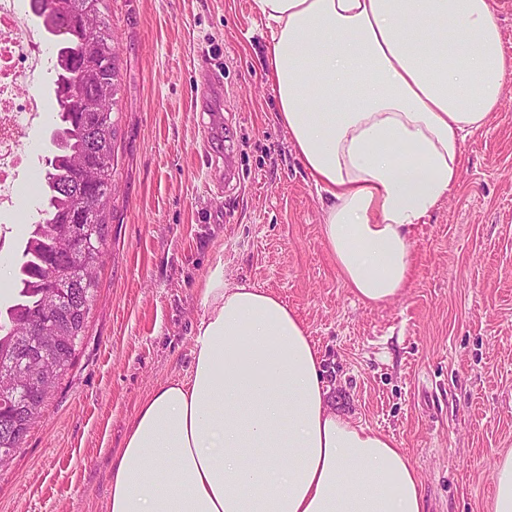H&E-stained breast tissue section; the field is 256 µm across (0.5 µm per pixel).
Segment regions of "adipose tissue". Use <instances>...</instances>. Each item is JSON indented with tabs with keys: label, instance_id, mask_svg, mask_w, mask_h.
<instances>
[{
	"label": "adipose tissue",
	"instance_id": "1",
	"mask_svg": "<svg viewBox=\"0 0 512 512\" xmlns=\"http://www.w3.org/2000/svg\"><path fill=\"white\" fill-rule=\"evenodd\" d=\"M278 118L320 198L343 283L407 288L414 230L455 188L462 144L499 111L495 0H254ZM317 98H310V88ZM187 379L131 420L105 512H425L392 438L336 410L308 327L273 293L210 271Z\"/></svg>",
	"mask_w": 512,
	"mask_h": 512
}]
</instances>
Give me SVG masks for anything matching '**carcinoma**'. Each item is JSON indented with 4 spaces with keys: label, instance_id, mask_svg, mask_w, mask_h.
Returning <instances> with one entry per match:
<instances>
[{
    "label": "carcinoma",
    "instance_id": "carcinoma-1",
    "mask_svg": "<svg viewBox=\"0 0 512 512\" xmlns=\"http://www.w3.org/2000/svg\"><path fill=\"white\" fill-rule=\"evenodd\" d=\"M35 15L55 49L53 94L55 127L64 133L63 145L46 162L41 184L44 225H35L23 239L20 261L15 267L11 301L0 305V371L17 366L38 354L40 332L58 336L50 352L57 373L38 381L37 391L21 396V402L0 405V449L14 453L21 448L31 426L42 416L45 403L61 377L75 360L86 321L95 299L97 279L94 261L106 241L105 209L112 193L115 125L111 110L118 104L119 70L108 21L100 6L104 0H31ZM97 16L96 34L86 33L77 18L85 9ZM104 105L108 112L101 122L90 123V111ZM93 152L97 182L79 184L74 179L75 162ZM84 213L86 254L71 255L65 235L76 211ZM72 264L81 275L72 279L53 320L45 310L55 301L47 272L53 264Z\"/></svg>",
    "mask_w": 512,
    "mask_h": 512
}]
</instances>
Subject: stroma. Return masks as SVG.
Masks as SVG:
<instances>
[{
	"label": "stroma",
	"instance_id": "obj_1",
	"mask_svg": "<svg viewBox=\"0 0 512 512\" xmlns=\"http://www.w3.org/2000/svg\"><path fill=\"white\" fill-rule=\"evenodd\" d=\"M104 12L122 73L106 255L73 366L0 465V512H105L130 420L189 373L219 262L306 322L333 404L394 438L427 512H491L512 449V79L466 137L457 187L418 225L408 287L368 305L321 237L253 0H106ZM210 70L224 87L214 129L197 110Z\"/></svg>",
	"mask_w": 512,
	"mask_h": 512
}]
</instances>
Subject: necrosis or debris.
<instances>
[{"mask_svg": "<svg viewBox=\"0 0 512 512\" xmlns=\"http://www.w3.org/2000/svg\"><path fill=\"white\" fill-rule=\"evenodd\" d=\"M30 19L20 0H0V251L11 243L20 206L18 187L35 172L33 159L21 153L28 131L44 121L42 99H20V79L40 78L49 50L29 37Z\"/></svg>", "mask_w": 512, "mask_h": 512, "instance_id": "obj_1", "label": "necrosis or debris"}]
</instances>
